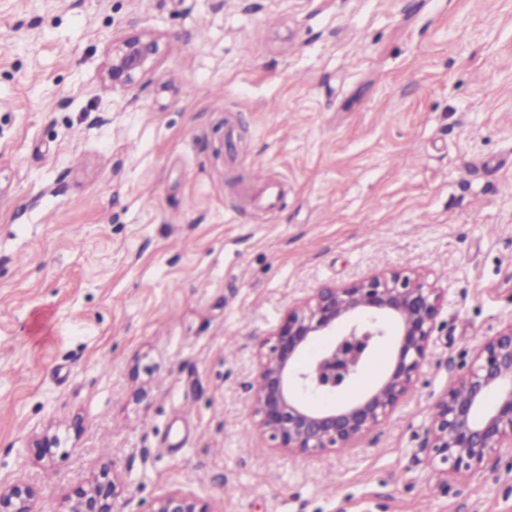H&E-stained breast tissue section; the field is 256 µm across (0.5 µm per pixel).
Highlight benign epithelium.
Returning a JSON list of instances; mask_svg holds the SVG:
<instances>
[{
  "mask_svg": "<svg viewBox=\"0 0 512 512\" xmlns=\"http://www.w3.org/2000/svg\"><path fill=\"white\" fill-rule=\"evenodd\" d=\"M159 39L132 35L112 49V87L136 85L150 71ZM444 289L419 275L392 272L363 276L342 286H324L302 299L264 345L252 395V413L274 449L288 455H319L353 447L396 409L419 381L431 336L444 301ZM334 337L304 365L303 351L336 328ZM389 336L397 339L390 369L361 395L347 401L370 357ZM457 383L433 407L429 426L433 458L454 477L476 476L483 462L512 451V322L474 349L461 364ZM337 400L318 408L303 395ZM114 474L102 467L94 478L66 497L65 512H118ZM36 488L23 481L0 483V512H35ZM152 512H216L193 494L175 489L156 501Z\"/></svg>",
  "mask_w": 512,
  "mask_h": 512,
  "instance_id": "obj_1",
  "label": "benign epithelium"
}]
</instances>
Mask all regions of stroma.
I'll use <instances>...</instances> for the list:
<instances>
[{
    "label": "stroma",
    "mask_w": 512,
    "mask_h": 512,
    "mask_svg": "<svg viewBox=\"0 0 512 512\" xmlns=\"http://www.w3.org/2000/svg\"><path fill=\"white\" fill-rule=\"evenodd\" d=\"M389 270L446 291L416 389L356 447L271 448L262 341ZM511 321L512 0H0V481L36 512L105 463L123 512H512V454L450 479L428 448ZM159 53V39L150 32L132 35L112 49L108 75L113 87L136 85L150 71ZM152 512H223V510H214L208 503L201 501L193 494L175 489L159 498Z\"/></svg>",
    "instance_id": "35a3bbf8"
}]
</instances>
